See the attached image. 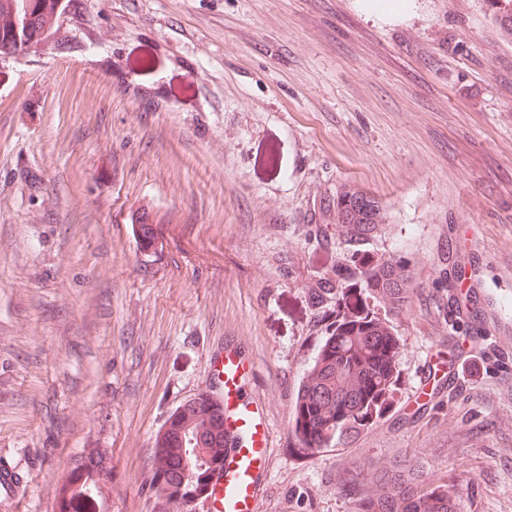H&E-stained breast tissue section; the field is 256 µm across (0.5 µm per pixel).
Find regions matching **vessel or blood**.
<instances>
[{
    "label": "vessel or blood",
    "instance_id": "obj_1",
    "mask_svg": "<svg viewBox=\"0 0 512 512\" xmlns=\"http://www.w3.org/2000/svg\"><path fill=\"white\" fill-rule=\"evenodd\" d=\"M201 389L223 426L230 454L209 475L199 498L202 512H260L272 465L273 434L257 401L247 351L235 339L210 352Z\"/></svg>",
    "mask_w": 512,
    "mask_h": 512
}]
</instances>
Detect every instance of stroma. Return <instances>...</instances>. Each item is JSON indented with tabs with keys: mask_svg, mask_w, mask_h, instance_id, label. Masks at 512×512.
Wrapping results in <instances>:
<instances>
[{
	"mask_svg": "<svg viewBox=\"0 0 512 512\" xmlns=\"http://www.w3.org/2000/svg\"><path fill=\"white\" fill-rule=\"evenodd\" d=\"M348 191L383 205L366 240ZM382 266L401 301L368 287ZM363 318L391 382L303 448L299 386ZM227 336L274 435L261 512H353L397 460L457 512H512V32L487 0H61L0 57V463L23 480L0 512H56L87 448L105 512H159L155 437ZM379 201L362 193H345L336 197L337 222L350 227L357 235L369 230L370 224H381Z\"/></svg>",
	"mask_w": 512,
	"mask_h": 512,
	"instance_id": "obj_1",
	"label": "stroma"
}]
</instances>
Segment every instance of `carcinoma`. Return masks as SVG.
<instances>
[{"label": "carcinoma", "mask_w": 512, "mask_h": 512, "mask_svg": "<svg viewBox=\"0 0 512 512\" xmlns=\"http://www.w3.org/2000/svg\"><path fill=\"white\" fill-rule=\"evenodd\" d=\"M58 0H0V55L18 51L10 34L22 14L29 16V37L37 38L54 14ZM495 21L512 29V0H488ZM379 201L362 193L336 197L337 222L357 235L380 223ZM378 283L394 299L403 286L393 271ZM392 338L371 320L336 330L325 341L309 378L301 386L294 409V428L308 448H321L355 428V424L385 389L392 374ZM224 457L222 424L196 397L165 422L153 445L152 484L163 502L162 512L184 510L198 500L204 474ZM110 474L105 459L88 449L77 461L59 492V512H82V486L100 484ZM374 486L361 487L354 512H456L446 487H429L419 473L399 465L375 468L363 475Z\"/></svg>", "instance_id": "obj_1"}]
</instances>
